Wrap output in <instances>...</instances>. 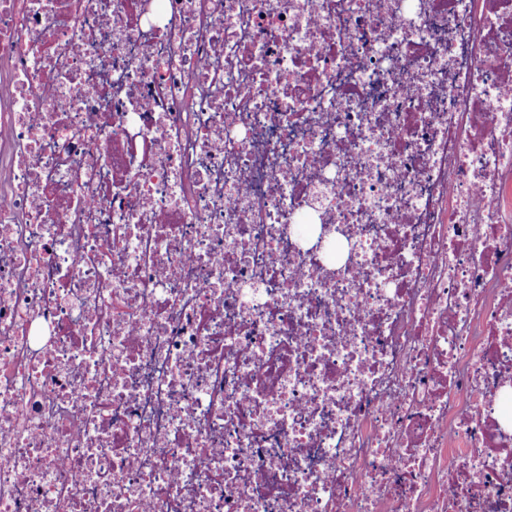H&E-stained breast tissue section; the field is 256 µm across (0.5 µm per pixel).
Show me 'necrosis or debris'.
Returning a JSON list of instances; mask_svg holds the SVG:
<instances>
[{
	"instance_id": "necrosis-or-debris-1",
	"label": "necrosis or debris",
	"mask_w": 512,
	"mask_h": 512,
	"mask_svg": "<svg viewBox=\"0 0 512 512\" xmlns=\"http://www.w3.org/2000/svg\"><path fill=\"white\" fill-rule=\"evenodd\" d=\"M0 512H512V0H0Z\"/></svg>"
}]
</instances>
